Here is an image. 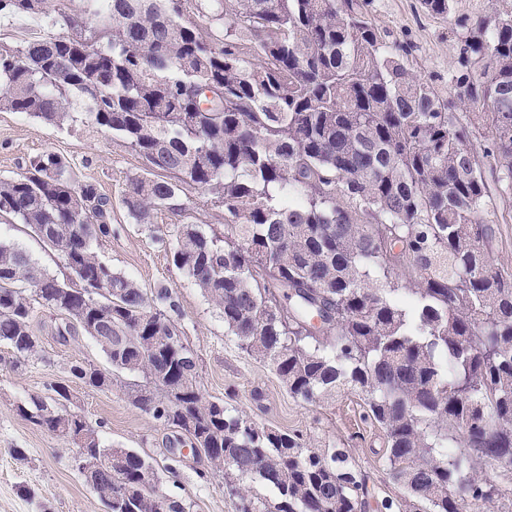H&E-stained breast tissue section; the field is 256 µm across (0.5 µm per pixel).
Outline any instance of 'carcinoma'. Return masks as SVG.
Masks as SVG:
<instances>
[{
    "label": "carcinoma",
    "instance_id": "obj_1",
    "mask_svg": "<svg viewBox=\"0 0 512 512\" xmlns=\"http://www.w3.org/2000/svg\"><path fill=\"white\" fill-rule=\"evenodd\" d=\"M73 2L0 0V19L48 27L0 48V111L56 126L81 112L122 136L159 173L124 194L137 224L185 187L212 195L224 237L180 228L174 265L293 397L362 396L403 490L383 509L512 512V272L488 261L495 230L478 219L493 188L512 187V0L458 19L450 101L411 76L407 47L386 45L368 0H108L91 13ZM455 2L420 0L442 17ZM216 86L224 98L198 95ZM109 205L53 153L0 179V217L69 270L61 279L0 241V345L35 353L37 307L56 310L59 335H97L126 370L183 389L181 406L146 387L136 404L210 451L237 512H364L365 475L343 452L305 453L303 434L202 393L194 354L168 352L177 331L164 311L93 250L112 233ZM52 390L16 411L66 438L83 421L59 404L65 387ZM147 472L138 453L112 449L99 497L112 512H186L143 493ZM246 477L275 500L248 495Z\"/></svg>",
    "mask_w": 512,
    "mask_h": 512
}]
</instances>
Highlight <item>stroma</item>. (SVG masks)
Returning a JSON list of instances; mask_svg holds the SVG:
<instances>
[{
    "mask_svg": "<svg viewBox=\"0 0 512 512\" xmlns=\"http://www.w3.org/2000/svg\"><path fill=\"white\" fill-rule=\"evenodd\" d=\"M493 7L492 0H458L455 13L439 17L425 12L420 0H372L369 10L389 42L408 44L410 74L435 80L446 97L461 47L458 16L488 13ZM46 153L67 161L78 181L93 184L111 201L112 233L94 241L93 247L147 295L169 290L171 297L161 308L193 351L199 385L207 397L223 400L259 425L300 432L312 447L346 451L349 463L368 479V512H379L383 499L402 496L382 465L385 434L367 419L361 396L348 392L313 404L292 397L271 365L241 348L225 328L219 309L173 264L177 226L196 224L210 234L224 233V210L211 203L207 192L186 188L178 208L154 212L151 228L138 226L122 197L131 180L144 175L145 163L124 138L95 127L79 112L61 128L24 113L0 112V177L22 172L32 158ZM480 219L496 229L488 248L490 262L512 270V189H500ZM0 240L18 244L49 273L66 275L61 257L22 232L19 224L0 220ZM61 322L59 312L38 311L35 354L21 357L0 346V512H106L76 467V445L31 424L15 410L30 397L49 396L51 385L57 383L73 391L76 411L96 429L105 447L130 448L149 459L157 469L160 491L181 499L188 512H236L234 500L224 492L223 475L184 450L177 428L133 404L129 388L141 382V375L113 373L108 390L88 387L70 375L71 364L91 363L103 369L108 362L92 339L57 336L55 328Z\"/></svg>",
    "mask_w": 512,
    "mask_h": 512,
    "instance_id": "obj_1",
    "label": "stroma"
}]
</instances>
